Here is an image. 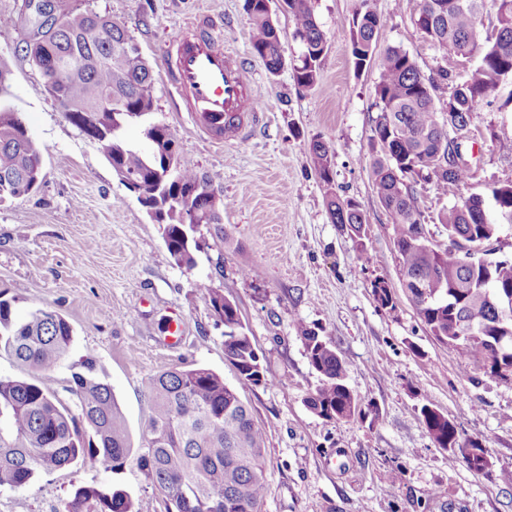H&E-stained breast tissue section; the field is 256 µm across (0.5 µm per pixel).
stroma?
I'll list each match as a JSON object with an SVG mask.
<instances>
[{"label":"stroma","mask_w":512,"mask_h":512,"mask_svg":"<svg viewBox=\"0 0 512 512\" xmlns=\"http://www.w3.org/2000/svg\"><path fill=\"white\" fill-rule=\"evenodd\" d=\"M125 22L157 72L155 120L168 125L180 155L222 190L224 237L199 225L194 267L178 264L134 193L115 175L100 147L67 122L30 61L32 29L23 0H0V64L9 71L8 104L43 153L39 191L0 204V290L15 314L60 312L74 329L56 371L63 402L83 363L107 381L125 416L132 454L112 473L72 464L39 475L26 488L0 490V512H62L80 485L116 486L140 512H166L165 498L138 463L150 413L149 380L171 367L210 369L230 385L224 325L205 299L223 289L253 337L267 383L239 386L266 435L268 492L260 512H512V380L486 374L472 358L430 335L400 286L391 219L373 189L372 141L379 68L355 69L352 19L360 0H312L328 49L317 84L299 87L290 67L270 74L252 54L244 0H70ZM421 0H370L383 23L382 45L413 57L424 76L463 77L476 66L435 48L415 25ZM224 20V46L245 59L269 110L248 139L211 141L160 74L165 45L190 15ZM512 83L501 84L461 134L469 168L464 182L440 189L419 183L417 204L434 243L448 235L439 212L481 195L497 238L487 258L512 262V223L502 220L491 190L512 182ZM335 150L339 195L366 215L363 235L332 223L311 169L312 141ZM385 279L395 299L372 293ZM329 337L346 364V382L361 416L326 420L306 400L317 383L295 326ZM431 406L460 434L489 450L481 473L438 448L421 421Z\"/></svg>","instance_id":"stroma-1"}]
</instances>
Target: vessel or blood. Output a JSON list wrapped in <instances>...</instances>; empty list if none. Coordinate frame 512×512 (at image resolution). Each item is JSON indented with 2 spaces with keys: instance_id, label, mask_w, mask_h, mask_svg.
<instances>
[{
  "instance_id": "1",
  "label": "vessel or blood",
  "mask_w": 512,
  "mask_h": 512,
  "mask_svg": "<svg viewBox=\"0 0 512 512\" xmlns=\"http://www.w3.org/2000/svg\"><path fill=\"white\" fill-rule=\"evenodd\" d=\"M164 75L197 127L215 142L248 137L265 115L246 63L225 50L223 26L210 14L190 18L170 40Z\"/></svg>"
}]
</instances>
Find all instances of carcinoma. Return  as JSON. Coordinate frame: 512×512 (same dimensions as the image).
<instances>
[{
	"label": "carcinoma",
	"instance_id": "carcinoma-1",
	"mask_svg": "<svg viewBox=\"0 0 512 512\" xmlns=\"http://www.w3.org/2000/svg\"><path fill=\"white\" fill-rule=\"evenodd\" d=\"M294 22L293 40L300 50L292 63L298 86L317 83L327 39L311 0H284ZM496 11L499 37L482 40L478 20L486 5ZM63 19L47 27L45 38L27 43L28 56L41 71L48 95L65 118L82 133L94 130L104 139L112 168L141 178L146 185L140 204L165 225L170 255L195 265L196 242L190 224L215 226L222 232L224 199L209 177L176 155L165 167L167 125L153 119L155 75L126 25L87 6L60 0ZM251 49L272 74L282 67L280 37L266 0H245ZM429 42L479 64L456 83L442 70L427 78L395 46L386 48L376 86L379 113L373 127L382 156L372 173L377 198L392 220L401 288L421 287L410 298L435 339L483 363L487 340L507 336L501 352L512 370V317H503L486 295L487 282L512 293V263L473 262L471 248L487 245L498 232L489 222L484 200L472 195L438 214L449 244L440 247L421 233L425 216L416 204L414 184L433 181L442 188L464 181L469 171L449 162L455 120L481 111L500 84L512 80V0H422L415 21ZM351 54L357 69L371 65L382 38L379 17L362 0L353 19ZM9 71L0 66V203L25 196L43 179V157L25 123L4 99ZM450 89L447 109L437 106L439 93ZM138 124L150 152L128 145L122 131ZM311 168L325 189L332 223L359 234L367 223L361 205L334 188V151L316 140L309 149ZM500 215L512 222V182L492 189ZM205 300L224 323V358L242 385L267 383L254 340L245 331L238 307L223 290L208 289ZM16 299L0 291V351L25 363L35 376H0V489L30 485L42 473L75 462L119 472L131 454L125 417L112 387L89 373L75 372L64 404L55 388V371L66 355L73 329L55 310L36 309L24 319L13 314ZM318 384L307 407L329 420L351 419L361 412L360 398L345 383L346 366L332 341L303 323L296 324ZM152 408L143 431L147 453L140 457L163 493L166 512H258L266 496L263 467L265 434L237 388L206 368H170L149 381ZM421 420L441 448L458 444L455 423L425 405ZM62 512H138L125 490L77 486Z\"/></svg>",
	"mask_w": 512,
	"mask_h": 512
}]
</instances>
